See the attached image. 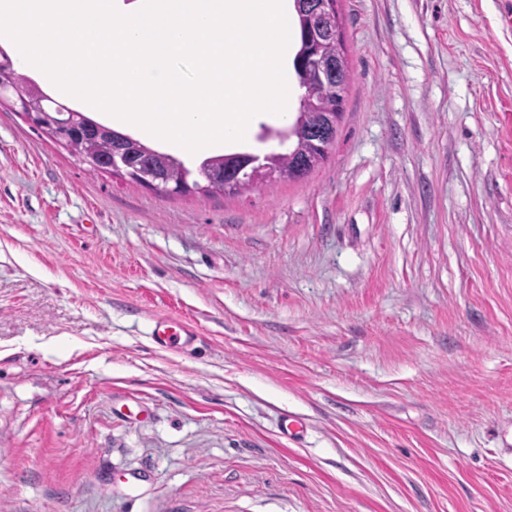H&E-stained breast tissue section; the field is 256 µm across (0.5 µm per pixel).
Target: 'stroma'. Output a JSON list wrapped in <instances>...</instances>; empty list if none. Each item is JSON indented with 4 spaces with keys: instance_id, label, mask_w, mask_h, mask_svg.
Instances as JSON below:
<instances>
[{
    "instance_id": "stroma-1",
    "label": "stroma",
    "mask_w": 512,
    "mask_h": 512,
    "mask_svg": "<svg viewBox=\"0 0 512 512\" xmlns=\"http://www.w3.org/2000/svg\"><path fill=\"white\" fill-rule=\"evenodd\" d=\"M338 11L334 146L261 192L0 104V512H512V0ZM30 87L38 96V98L42 102V105H44L46 108L50 110H55L58 107H62L64 109V112H75L76 114H80L84 116L86 119H88L90 123L96 124L101 128L109 131L108 135L111 137V140L109 141L115 142L117 148L126 149L125 154H129L131 156L132 160L138 166V171H144L151 165H159L169 172L170 176L174 179L175 183L180 184L184 179H186L188 183L194 188L193 191H180L177 192L176 194L186 195L193 193L199 194L200 196L204 197H210L216 194L233 195L239 193L240 190L238 188H234L233 186L226 187L224 185V182L211 183L208 186L203 185L201 190L197 189L196 185H200L201 183L196 181V177H194L193 171L187 168L182 161L176 159L175 157L168 153L153 149L145 145L138 139H135L126 134H122L118 131L113 130L110 127L95 122L87 116L83 115L81 112L59 105L50 97L40 92L39 89L32 86ZM50 104L55 105V107H52ZM23 115L32 126L43 129L70 151H76L77 144L71 134L72 119L60 122L56 112H47L42 106L36 111L23 112ZM152 336L162 347H189L194 342V331L185 323L167 317H159L154 322Z\"/></svg>"
}]
</instances>
